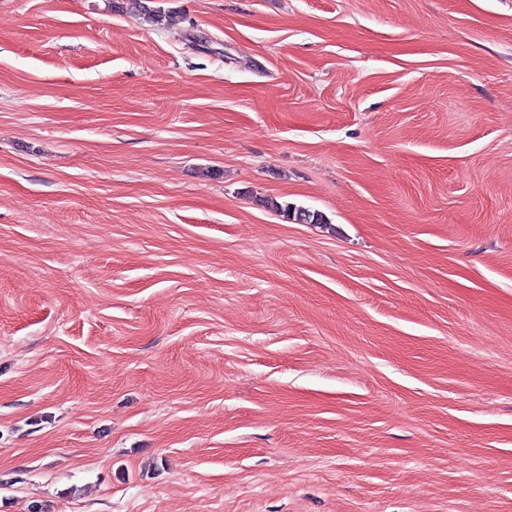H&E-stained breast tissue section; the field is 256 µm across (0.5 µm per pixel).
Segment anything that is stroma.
I'll use <instances>...</instances> for the list:
<instances>
[{
	"instance_id": "stroma-1",
	"label": "stroma",
	"mask_w": 512,
	"mask_h": 512,
	"mask_svg": "<svg viewBox=\"0 0 512 512\" xmlns=\"http://www.w3.org/2000/svg\"><path fill=\"white\" fill-rule=\"evenodd\" d=\"M154 4L0 0V512H512V0Z\"/></svg>"
}]
</instances>
